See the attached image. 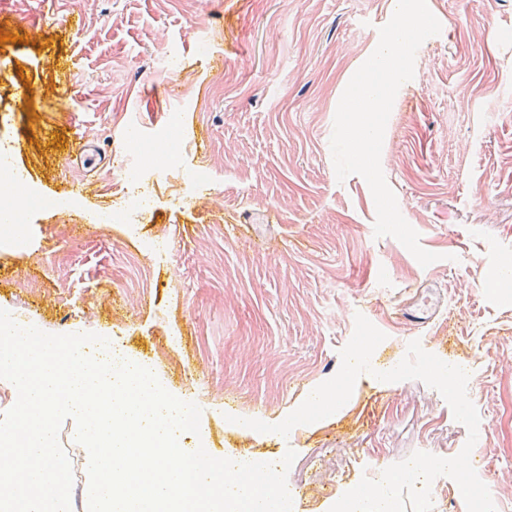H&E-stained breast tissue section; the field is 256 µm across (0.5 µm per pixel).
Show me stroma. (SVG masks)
Wrapping results in <instances>:
<instances>
[{
	"label": "stroma",
	"instance_id": "stroma-1",
	"mask_svg": "<svg viewBox=\"0 0 512 512\" xmlns=\"http://www.w3.org/2000/svg\"><path fill=\"white\" fill-rule=\"evenodd\" d=\"M427 4L442 29L417 51L381 154L403 217L441 256L424 267L374 236L369 186L338 181L330 150L341 95L396 0H0V144L43 196L73 202L0 238V299L45 333L106 337L192 397L200 432L184 450L273 464L294 450L292 512H330L414 452L461 451L468 432L436 390L377 378L414 339L469 372L471 462L497 512H512V280L493 275L512 262V0ZM174 132L182 166L143 172L157 198L137 231L99 223L120 160ZM85 142L116 165L74 164ZM222 150L223 167L192 161ZM425 282L442 289L440 312L393 323ZM359 313L385 338L341 411L286 437L243 426L280 423L333 377Z\"/></svg>",
	"mask_w": 512,
	"mask_h": 512
}]
</instances>
